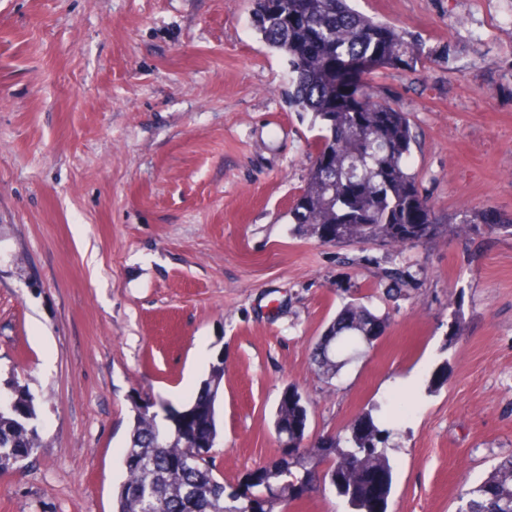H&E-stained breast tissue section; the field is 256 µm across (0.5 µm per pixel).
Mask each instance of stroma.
I'll list each match as a JSON object with an SVG mask.
<instances>
[{"label": "stroma", "instance_id": "obj_1", "mask_svg": "<svg viewBox=\"0 0 512 512\" xmlns=\"http://www.w3.org/2000/svg\"><path fill=\"white\" fill-rule=\"evenodd\" d=\"M353 6L432 55L372 76L409 114L410 167L445 226L412 248L294 232L316 131L251 0H0V385L34 396L42 441L0 474V512H113L133 401L181 407L219 361L228 486L284 452L291 387L309 444L383 421L387 512H457L512 454V236L452 225L512 215V0ZM354 298L385 331L329 385L310 353ZM487 210L488 209L464 211L456 217L458 221H456L455 224H463L460 227L461 230L468 229L469 227H478L479 229V224H486L491 229L498 228L512 236V217L506 218L495 210L496 220L494 222H490Z\"/></svg>", "mask_w": 512, "mask_h": 512}]
</instances>
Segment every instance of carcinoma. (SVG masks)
<instances>
[{
    "mask_svg": "<svg viewBox=\"0 0 512 512\" xmlns=\"http://www.w3.org/2000/svg\"><path fill=\"white\" fill-rule=\"evenodd\" d=\"M254 25L261 40L288 64V103L311 116L318 129L317 156H330L327 172L310 163L306 185L288 212L299 236L338 243L413 247L418 230L439 224L423 197L409 157L416 142L408 113L380 97L364 76L380 69L425 67L424 42L395 26L368 17L349 0H252ZM461 229L481 224L512 236V217L488 211H464ZM385 318L357 300L339 309L315 347L314 363L328 382L340 378L383 333ZM223 363L212 365L194 398L181 413L163 419L157 402L135 404L134 424L123 458L125 479L116 493L115 512H276L316 486L330 484L352 512H387L392 467L389 431L370 414L352 423L344 436L307 448L309 411L295 388L276 411L283 454L249 472L229 491L216 474L212 450L218 438L216 400ZM0 472L22 467L42 448L34 397L14 390L0 399ZM458 512H512V454L461 497Z\"/></svg>",
    "mask_w": 512,
    "mask_h": 512,
    "instance_id": "carcinoma-1",
    "label": "carcinoma"
}]
</instances>
